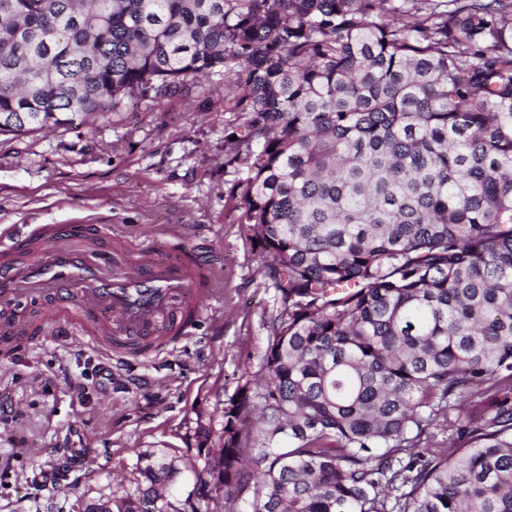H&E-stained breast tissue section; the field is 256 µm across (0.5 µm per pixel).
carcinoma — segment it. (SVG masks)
Segmentation results:
<instances>
[{
	"label": "carcinoma",
	"mask_w": 512,
	"mask_h": 512,
	"mask_svg": "<svg viewBox=\"0 0 512 512\" xmlns=\"http://www.w3.org/2000/svg\"><path fill=\"white\" fill-rule=\"evenodd\" d=\"M213 75L281 302L224 512H512V0H0L1 135ZM136 468L112 512H173Z\"/></svg>",
	"instance_id": "cac0c4a2"
}]
</instances>
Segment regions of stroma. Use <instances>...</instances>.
I'll list each match as a JSON object with an SVG mask.
<instances>
[{
    "instance_id": "35a3bbf8",
    "label": "stroma",
    "mask_w": 512,
    "mask_h": 512,
    "mask_svg": "<svg viewBox=\"0 0 512 512\" xmlns=\"http://www.w3.org/2000/svg\"><path fill=\"white\" fill-rule=\"evenodd\" d=\"M233 121L223 91L196 89L77 128L0 135V235L96 224L130 243L129 259L178 237L200 257L222 256L188 334L146 356L112 360L105 340L57 335L38 299L12 303L29 333L0 356V512H82L125 496L141 480L137 454L151 452L178 468L170 496L180 512L197 503L200 450L258 371L279 307L224 170Z\"/></svg>"
}]
</instances>
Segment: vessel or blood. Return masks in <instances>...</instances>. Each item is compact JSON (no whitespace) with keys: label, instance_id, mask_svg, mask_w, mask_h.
<instances>
[{"label":"vessel or blood","instance_id":"b4317fda","mask_svg":"<svg viewBox=\"0 0 512 512\" xmlns=\"http://www.w3.org/2000/svg\"><path fill=\"white\" fill-rule=\"evenodd\" d=\"M27 248V240L13 236L0 244V305L22 293L41 297L47 302L43 318L59 334L102 337L117 353L186 334L198 306L183 303L182 294L197 300L208 293L207 269L186 244L165 256L146 251L135 262L107 266L98 259L95 237L56 227L35 256L8 260V253ZM93 309L104 311V318L88 321Z\"/></svg>","mask_w":512,"mask_h":512}]
</instances>
